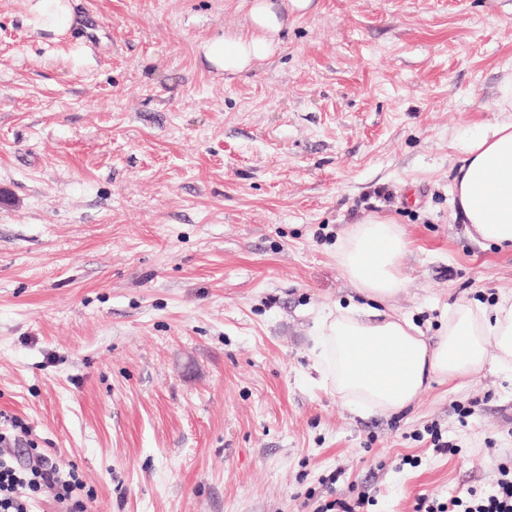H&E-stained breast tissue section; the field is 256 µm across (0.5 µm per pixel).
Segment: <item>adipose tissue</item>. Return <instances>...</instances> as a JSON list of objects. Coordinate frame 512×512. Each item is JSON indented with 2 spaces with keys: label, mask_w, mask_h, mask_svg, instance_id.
I'll return each instance as SVG.
<instances>
[{
  "label": "adipose tissue",
  "mask_w": 512,
  "mask_h": 512,
  "mask_svg": "<svg viewBox=\"0 0 512 512\" xmlns=\"http://www.w3.org/2000/svg\"><path fill=\"white\" fill-rule=\"evenodd\" d=\"M31 10V23L41 31L61 33L75 20L70 0H35ZM282 12L270 0H253L249 35L206 42L205 59L239 73L273 55L285 25ZM495 108L500 119L457 137L453 202L471 239L512 248V74L500 81ZM408 248L405 231L388 216L358 223L336 242L339 266L369 303L324 313L316 348L324 386L357 411L397 414L432 381L473 379L490 366L512 372V290L490 306L456 300L431 338L405 316L375 309V302L391 300L404 287Z\"/></svg>",
  "instance_id": "1"
}]
</instances>
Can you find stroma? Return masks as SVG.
<instances>
[{
  "instance_id": "1",
  "label": "stroma",
  "mask_w": 512,
  "mask_h": 512,
  "mask_svg": "<svg viewBox=\"0 0 512 512\" xmlns=\"http://www.w3.org/2000/svg\"><path fill=\"white\" fill-rule=\"evenodd\" d=\"M71 2L56 35L0 0V430L20 418L78 469L87 512L491 493L511 380L360 416L313 347L323 311L367 302L336 241L371 216L407 233L389 305L424 335L512 289V252L472 241L450 194L458 134L498 117L512 0H312L239 75L200 47L250 0Z\"/></svg>"
}]
</instances>
